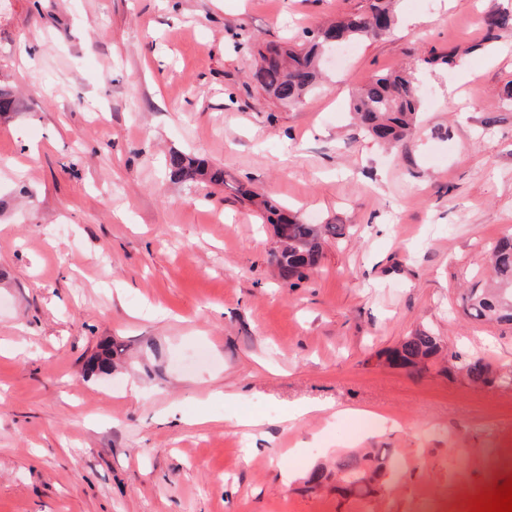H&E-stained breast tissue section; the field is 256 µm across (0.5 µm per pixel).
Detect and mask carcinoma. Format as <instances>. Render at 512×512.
<instances>
[{"instance_id":"cac0c4a2","label":"carcinoma","mask_w":512,"mask_h":512,"mask_svg":"<svg viewBox=\"0 0 512 512\" xmlns=\"http://www.w3.org/2000/svg\"><path fill=\"white\" fill-rule=\"evenodd\" d=\"M396 0H368L358 14L317 30L298 49L267 45L259 50L261 62L252 72L255 86L282 103L300 101L316 85L323 57L333 41L348 44L378 38L392 33L396 19ZM488 33L512 25V15L495 12L487 15ZM419 96L411 75L403 70L375 73L353 95L352 112L363 130L373 139L385 143L403 140L411 131L417 112ZM169 175L182 182L206 181L224 184V170L185 152L173 151L166 160ZM266 220L278 228L286 225L285 241L274 254L282 277L292 281L306 279L315 267L328 238L344 235L340 224H306L297 217L282 212L266 200L260 202ZM492 266L497 286L472 288L466 297L465 315L475 321H496L512 324V238H504L492 250ZM112 344L92 356L88 363L91 372L109 373L112 369ZM443 358L439 337L430 330H418L405 337L386 353L389 365L410 374L421 375ZM454 364L444 368L448 375L461 373L477 385H493L498 381L512 382V377L499 375L492 364L481 357L461 359L450 356ZM387 465V458L375 453H352L339 458L333 471H313L305 481L307 491L320 488L325 481L338 479L334 489L345 497L365 500L373 496Z\"/></svg>"}]
</instances>
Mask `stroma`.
I'll return each mask as SVG.
<instances>
[{
	"label": "stroma",
	"mask_w": 512,
	"mask_h": 512,
	"mask_svg": "<svg viewBox=\"0 0 512 512\" xmlns=\"http://www.w3.org/2000/svg\"><path fill=\"white\" fill-rule=\"evenodd\" d=\"M364 4L0 0V512H417L423 490L470 512L512 476V384L379 361L429 329L512 374V326L464 313L512 236V30L484 23L512 0H398L397 34L301 103L250 84L262 45ZM399 68L417 125L383 148L349 104ZM173 151L223 187L171 179ZM239 184L349 232L290 286ZM107 343L111 374H87ZM357 410L381 425L351 433ZM371 450L392 463L374 497L305 491Z\"/></svg>",
	"instance_id": "stroma-1"
}]
</instances>
